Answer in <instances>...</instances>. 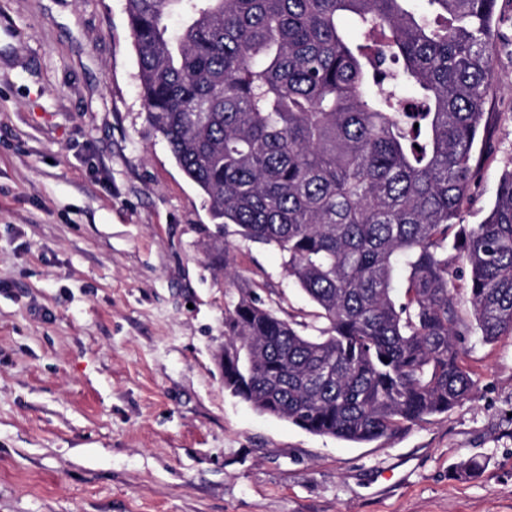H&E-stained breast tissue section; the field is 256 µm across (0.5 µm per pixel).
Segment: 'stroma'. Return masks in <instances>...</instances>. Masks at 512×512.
I'll list each match as a JSON object with an SVG mask.
<instances>
[{"label":"stroma","mask_w":512,"mask_h":512,"mask_svg":"<svg viewBox=\"0 0 512 512\" xmlns=\"http://www.w3.org/2000/svg\"><path fill=\"white\" fill-rule=\"evenodd\" d=\"M499 10L469 226L512 169ZM218 235L315 335L280 253L218 230L147 122L125 0H0V512H512V336L465 337L476 387L447 413L363 444L311 434L224 388Z\"/></svg>","instance_id":"1"}]
</instances>
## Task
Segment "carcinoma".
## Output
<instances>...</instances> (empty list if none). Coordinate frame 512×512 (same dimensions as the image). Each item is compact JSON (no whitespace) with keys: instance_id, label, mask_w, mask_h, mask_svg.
I'll list each match as a JSON object with an SVG mask.
<instances>
[{"instance_id":"carcinoma-1","label":"carcinoma","mask_w":512,"mask_h":512,"mask_svg":"<svg viewBox=\"0 0 512 512\" xmlns=\"http://www.w3.org/2000/svg\"><path fill=\"white\" fill-rule=\"evenodd\" d=\"M496 11L497 0H126L147 121L212 221L275 247L326 322L307 336L238 285L220 356L233 396L355 443L470 397L463 338L512 335V170L482 223L461 224ZM213 250L237 282L230 244Z\"/></svg>"}]
</instances>
